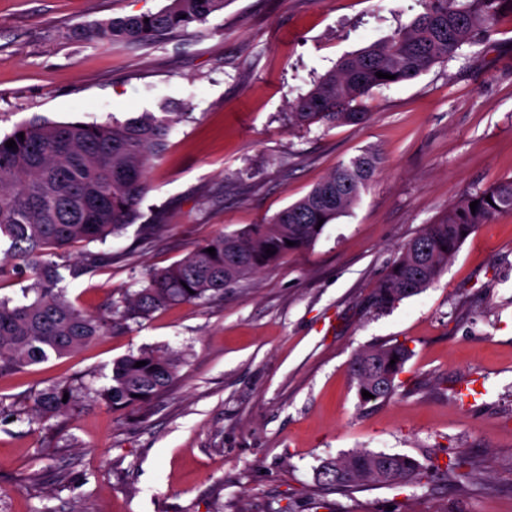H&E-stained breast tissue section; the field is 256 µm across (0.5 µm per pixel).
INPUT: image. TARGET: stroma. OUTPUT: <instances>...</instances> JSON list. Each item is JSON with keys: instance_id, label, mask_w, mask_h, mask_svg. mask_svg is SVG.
Instances as JSON below:
<instances>
[{"instance_id": "obj_1", "label": "stroma", "mask_w": 512, "mask_h": 512, "mask_svg": "<svg viewBox=\"0 0 512 512\" xmlns=\"http://www.w3.org/2000/svg\"><path fill=\"white\" fill-rule=\"evenodd\" d=\"M171 0H0V137L16 125L168 115L134 224L82 252L110 264L63 282L97 313L147 271L271 218L339 163L382 167L309 247L223 294L130 323L0 380V512H512V214L480 225L440 277L379 314L376 283L427 224L512 178V17L416 79L373 89L361 125L301 126L292 102L343 56L386 39L418 0H225L187 31L103 46L83 29ZM412 352L393 398L360 403L355 355ZM176 352L175 382L146 413L107 406L113 361ZM81 388L39 422L36 393ZM356 449L426 464L463 459L462 486L346 491L323 459Z\"/></svg>"}]
</instances>
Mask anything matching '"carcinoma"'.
<instances>
[{"label":"carcinoma","mask_w":512,"mask_h":512,"mask_svg":"<svg viewBox=\"0 0 512 512\" xmlns=\"http://www.w3.org/2000/svg\"><path fill=\"white\" fill-rule=\"evenodd\" d=\"M423 12L387 39L370 44L338 61L313 88L293 103L290 118L309 126L361 124L368 116L362 99L375 88L416 79L435 64L459 55L465 45H479L512 15V0H420ZM224 9V0H172L156 12L112 18L84 32L87 38L114 44H145L183 32ZM392 75L385 79L376 73ZM170 121L146 112L124 122L87 124L46 120L21 123L0 139V239L10 242L13 260L35 269L22 305L0 300V379L25 367L72 353L128 322L154 312L224 292L285 254L311 245L323 227L347 213L361 190L375 178L380 158L366 152L339 164L305 197L276 213L265 224L220 234L184 258L145 278L146 285L114 301L103 312L83 311L60 286L63 276L53 260L57 251L78 243L105 242L138 219L137 205L147 192L150 163L167 147ZM24 134V138L17 134ZM14 140L16 147L5 143ZM478 201L476 210L470 203ZM512 214V179L502 180L448 208V212L408 242L371 297V307L384 313L433 284L460 245L481 224ZM323 226H318V222ZM294 245L289 246L287 242ZM215 248V255L206 249ZM271 249L274 254H266ZM112 260V255L86 252L78 276ZM398 360H393V357ZM410 350L381 344L359 353L352 365L357 393L366 390L368 404L392 398L396 379ZM395 364H390V361ZM139 361L146 365L138 367ZM180 358L172 353L141 349L116 361L112 384L99 392L108 406L148 409L177 378ZM67 402H62L63 396ZM73 389L53 385L35 397V416L47 421L74 402ZM353 450L327 458L317 468L321 482L354 490L362 486L417 485L445 471L457 480L468 477L465 461L446 467L422 466L397 454Z\"/></svg>","instance_id":"cac0c4a2"}]
</instances>
